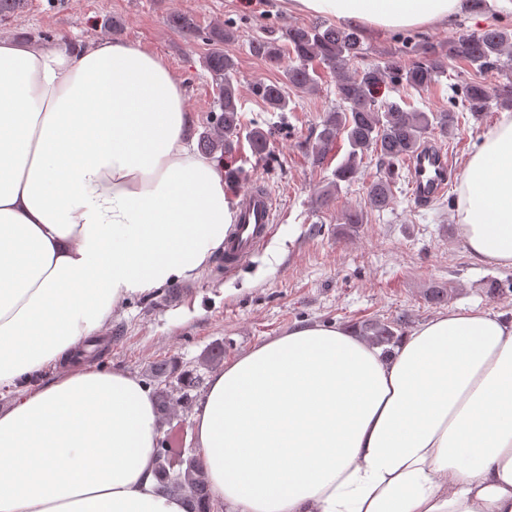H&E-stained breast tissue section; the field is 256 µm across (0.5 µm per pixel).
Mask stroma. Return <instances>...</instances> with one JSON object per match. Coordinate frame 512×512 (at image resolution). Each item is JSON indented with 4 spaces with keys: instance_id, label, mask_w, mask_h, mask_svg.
Returning a JSON list of instances; mask_svg holds the SVG:
<instances>
[{
    "instance_id": "1",
    "label": "stroma",
    "mask_w": 512,
    "mask_h": 512,
    "mask_svg": "<svg viewBox=\"0 0 512 512\" xmlns=\"http://www.w3.org/2000/svg\"><path fill=\"white\" fill-rule=\"evenodd\" d=\"M174 12L193 15L204 28L222 22L238 33L233 54L243 124L269 131L271 143L264 159L253 156L248 143H240L225 156L224 166L241 173L232 185L234 192L258 183L269 188L275 203L274 232L233 275H225L215 256L194 278L128 297L103 328L104 343L87 347L93 365L121 368L139 377L148 365L163 360L191 369L216 345L223 346L229 363L306 323L349 327L398 318L407 333L447 306H477L512 318V268L470 256L459 234L457 186H450L432 204L419 206L409 196V174L403 168L392 185L390 207L368 208L367 189L380 172L377 157L369 155L360 180L319 203L348 150L341 137L322 165H314L307 154L323 118L340 105L336 82L331 75H322L315 91L291 92L287 111H272L253 95L252 86L260 80H278L280 74L248 49L255 37L280 35L291 25H316L319 17L286 11L278 0H29L21 16L0 20V38L35 40L47 32L75 44L109 38L140 44L182 78L187 107L196 117L190 134L195 140L212 118L216 88L204 66L207 45L174 33L167 24ZM491 25L512 31V10L487 0L484 12H466L427 30L366 31L364 61L378 64L421 46L445 53L461 36ZM477 76L492 86L500 82L497 73L479 75L454 60L448 76L433 86H386L380 97L408 101L418 111L453 110V127L445 134L433 132L428 140L462 165L475 151L478 134L492 127L501 113L493 104L478 119L457 105L456 79ZM354 208L363 210L364 221L346 226L342 215ZM492 280L502 289L490 297L485 285ZM437 284L448 290L446 305L426 298Z\"/></svg>"
}]
</instances>
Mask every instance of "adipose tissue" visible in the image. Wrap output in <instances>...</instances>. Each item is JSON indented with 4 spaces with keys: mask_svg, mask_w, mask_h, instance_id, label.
<instances>
[{
    "mask_svg": "<svg viewBox=\"0 0 512 512\" xmlns=\"http://www.w3.org/2000/svg\"><path fill=\"white\" fill-rule=\"evenodd\" d=\"M288 8L387 31L464 0ZM185 99L135 43L0 39V387L24 390L0 409V512H189L155 477L149 388L75 359L127 297L224 245V165L195 152ZM457 213L472 257L512 267L511 112L467 161ZM191 422L225 512H512V319L451 309L388 356L298 326L215 371Z\"/></svg>",
    "mask_w": 512,
    "mask_h": 512,
    "instance_id": "adipose-tissue-1",
    "label": "adipose tissue"
}]
</instances>
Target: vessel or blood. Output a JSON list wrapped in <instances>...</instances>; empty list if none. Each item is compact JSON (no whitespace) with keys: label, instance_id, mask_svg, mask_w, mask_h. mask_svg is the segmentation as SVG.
Wrapping results in <instances>:
<instances>
[{"label":"vessel or blood","instance_id":"obj_1","mask_svg":"<svg viewBox=\"0 0 512 512\" xmlns=\"http://www.w3.org/2000/svg\"><path fill=\"white\" fill-rule=\"evenodd\" d=\"M409 194L415 204L424 206L448 190L452 162L447 153L433 146L419 148L408 160ZM237 219L224 237L221 258L225 273H233L259 251L273 232V197L263 187L254 186L238 193Z\"/></svg>","mask_w":512,"mask_h":512}]
</instances>
